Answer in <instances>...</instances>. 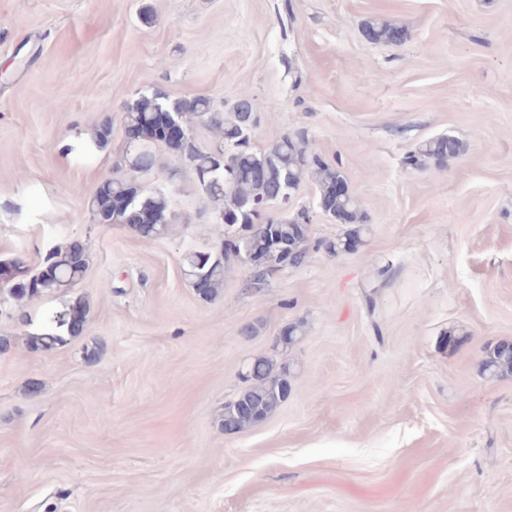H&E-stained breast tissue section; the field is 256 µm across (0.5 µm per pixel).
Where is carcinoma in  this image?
I'll list each match as a JSON object with an SVG mask.
<instances>
[{
  "instance_id": "carcinoma-1",
  "label": "carcinoma",
  "mask_w": 512,
  "mask_h": 512,
  "mask_svg": "<svg viewBox=\"0 0 512 512\" xmlns=\"http://www.w3.org/2000/svg\"><path fill=\"white\" fill-rule=\"evenodd\" d=\"M402 26L383 18H372L363 23L364 36L373 42L398 44ZM180 115L191 135L186 139L172 140L162 148L173 156L184 159L196 174L207 204L224 215V254L217 257L211 251L190 250L184 256V275L189 281L202 275L208 282L202 298L214 296L224 284L226 268L233 258L250 255L264 260L256 269L255 277L262 280L269 270L281 267L284 260L274 248V240L288 242L293 253L294 267L306 264L308 258L307 225L295 222H278L269 217L250 213L254 204L286 202L302 183L312 179L319 189L318 204L332 218L357 229L327 244L333 254L345 251V245L361 239L367 216L360 209L358 199L352 195L336 194V184L345 180L342 170L328 164L312 151L302 137L284 134L265 149L257 151L249 146V124L255 115V104L249 98H240L228 113L217 112L211 102L203 97L191 101H162L159 94H142L128 103L123 122L138 131L135 149H126L116 169L128 168L123 175H114L101 182L93 192L90 208L97 224H125L142 237L154 239L168 235L176 220L168 195L163 191L144 193L138 174L149 172L156 166L152 145L158 142L155 114L161 107ZM204 123L216 136L215 148L224 150V166H214V158L201 150L192 135L194 127ZM461 152L458 140L439 136L426 141L418 155L409 157L415 165L419 157L444 164ZM150 213L151 220L143 224L137 211ZM50 271L39 277L22 258L6 263L14 274L4 288H0V302L10 309L29 304L42 297L67 293L83 279L89 266V253L85 244L69 241L53 249L46 259ZM88 308L81 298L70 303L65 310L53 317L50 330L28 336L29 345L35 350L49 351L65 346L68 341L84 332ZM509 343H500L486 350L482 360L483 372L491 378L512 375V351ZM247 387L233 400L224 404L220 426L237 433L268 418L288 396L289 367H275L267 357L253 359L247 367Z\"/></svg>"
}]
</instances>
